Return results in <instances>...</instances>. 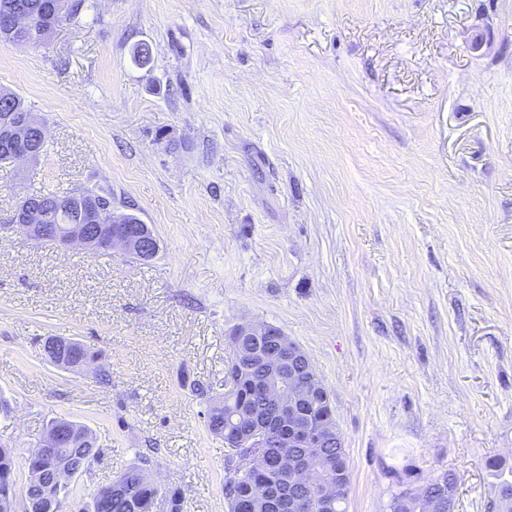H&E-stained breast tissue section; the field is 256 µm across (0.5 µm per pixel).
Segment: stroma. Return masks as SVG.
I'll use <instances>...</instances> for the list:
<instances>
[{
  "label": "stroma",
  "mask_w": 512,
  "mask_h": 512,
  "mask_svg": "<svg viewBox=\"0 0 512 512\" xmlns=\"http://www.w3.org/2000/svg\"><path fill=\"white\" fill-rule=\"evenodd\" d=\"M93 2L44 44L0 46V88L48 141L0 165V225L25 196L104 186L160 249L144 262L0 234L16 489L66 418L100 450L71 512L145 449L182 512H227L229 450L190 383L222 393L228 335L251 322L298 343L328 391L348 512H389L448 469L458 512H496L486 462H512V0ZM49 336L95 352L110 386L51 364Z\"/></svg>",
  "instance_id": "35a3bbf8"
}]
</instances>
